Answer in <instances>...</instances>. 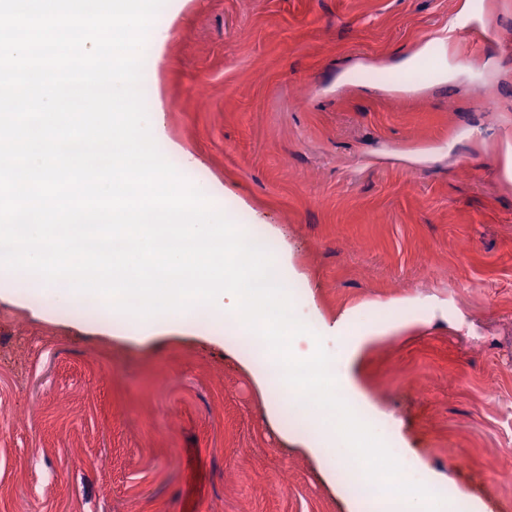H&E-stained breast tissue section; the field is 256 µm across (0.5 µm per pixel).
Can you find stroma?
<instances>
[{
    "mask_svg": "<svg viewBox=\"0 0 512 512\" xmlns=\"http://www.w3.org/2000/svg\"><path fill=\"white\" fill-rule=\"evenodd\" d=\"M465 3L165 0L141 87L163 156L288 249L298 318L309 294L355 329L417 317L349 374L449 489L512 512V0H482L479 80L391 83ZM287 424L203 338L124 343L0 301V512H358Z\"/></svg>",
    "mask_w": 512,
    "mask_h": 512,
    "instance_id": "stroma-1",
    "label": "stroma"
}]
</instances>
